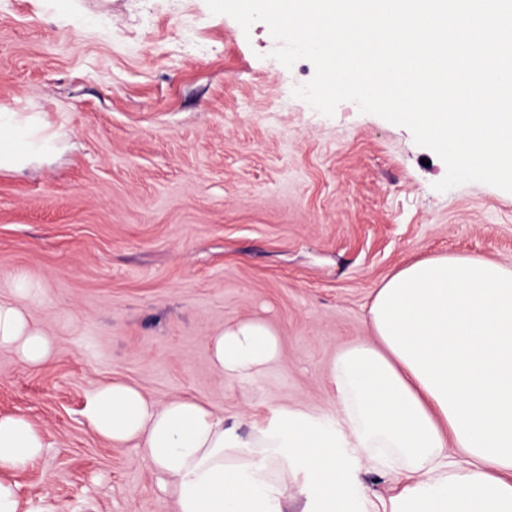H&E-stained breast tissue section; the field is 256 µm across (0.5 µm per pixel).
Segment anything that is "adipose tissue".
<instances>
[{"label":"adipose tissue","mask_w":512,"mask_h":512,"mask_svg":"<svg viewBox=\"0 0 512 512\" xmlns=\"http://www.w3.org/2000/svg\"><path fill=\"white\" fill-rule=\"evenodd\" d=\"M63 134L39 112L0 106V171L57 153ZM0 349L38 366L51 335L31 307L39 283L0 282ZM373 341L334 360L336 422L281 407L242 434L191 397L159 403L121 379L90 383L82 414L113 446L134 444L174 512H286L299 487L303 512H512V267L443 255L408 264L375 290ZM280 356L276 333L250 319L218 329L210 364L223 377L259 374ZM42 431L22 415L0 416V512H63L54 499H21L13 473L45 452ZM368 464L403 488L389 499L360 491Z\"/></svg>","instance_id":"adipose-tissue-1"}]
</instances>
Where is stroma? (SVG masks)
Segmentation results:
<instances>
[{"mask_svg": "<svg viewBox=\"0 0 512 512\" xmlns=\"http://www.w3.org/2000/svg\"><path fill=\"white\" fill-rule=\"evenodd\" d=\"M275 47L206 0H0V106L67 134L40 168L0 174V280L42 285L31 315L54 341L37 367L0 350V415L49 444L15 475L21 498L173 512L140 452L84 420L90 382L194 397L244 432L277 406L329 421L331 363L372 340L383 280L445 254L512 266V192L435 190L446 165L408 128L351 101L317 112L292 94L313 64ZM250 318L280 358L219 376L211 336Z\"/></svg>", "mask_w": 512, "mask_h": 512, "instance_id": "1", "label": "stroma"}]
</instances>
